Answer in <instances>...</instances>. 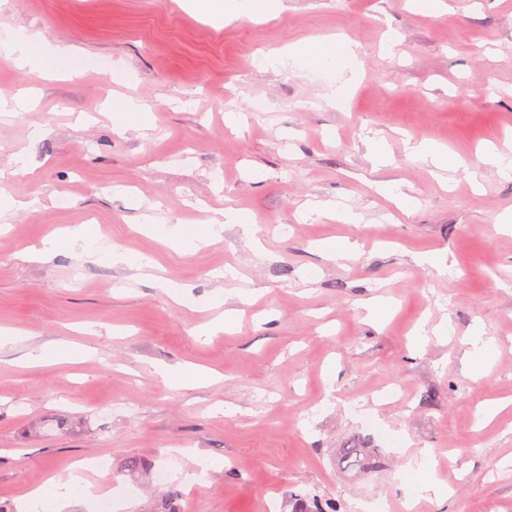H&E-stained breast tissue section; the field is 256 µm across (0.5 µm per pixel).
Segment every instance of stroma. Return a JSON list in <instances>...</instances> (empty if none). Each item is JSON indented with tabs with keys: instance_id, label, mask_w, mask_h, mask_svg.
I'll use <instances>...</instances> for the list:
<instances>
[{
	"instance_id": "stroma-1",
	"label": "stroma",
	"mask_w": 512,
	"mask_h": 512,
	"mask_svg": "<svg viewBox=\"0 0 512 512\" xmlns=\"http://www.w3.org/2000/svg\"><path fill=\"white\" fill-rule=\"evenodd\" d=\"M31 32L43 50L73 46L86 71L47 78L0 51V98L29 100L0 117V169L12 173L0 192L19 204L0 231V330L16 337L0 348V501L18 505L97 458L89 477L105 481L112 512L152 506L162 469L182 512H263L269 499L293 512L295 492L362 512L379 498L396 506L408 490L396 476L424 449L450 493L416 512H512V177L486 160L512 154V0L424 12L410 0H281L267 21L220 25L184 0H0V37ZM336 35L358 59L331 77L263 62ZM130 96L149 105L150 131H114L112 107ZM228 112L242 114L237 129ZM411 140L458 165L436 177ZM393 185L417 198L411 213ZM333 202L360 223L332 218ZM228 205L253 213L258 232L228 224L201 248L172 245L175 228ZM149 208L160 226L139 224ZM80 226L102 242L23 260ZM330 238L354 256H325ZM143 257L166 287L139 278ZM377 297L392 305L380 322L367 309ZM229 307L232 326L199 335ZM423 323L448 332L417 338ZM476 329L497 345L485 371L467 342ZM56 344L88 354L28 364L30 349ZM178 365L210 378L173 387L160 371ZM351 445L377 449L379 467L344 475L335 457ZM130 457L146 469L126 471ZM200 458L215 463L202 486L180 484Z\"/></svg>"
}]
</instances>
